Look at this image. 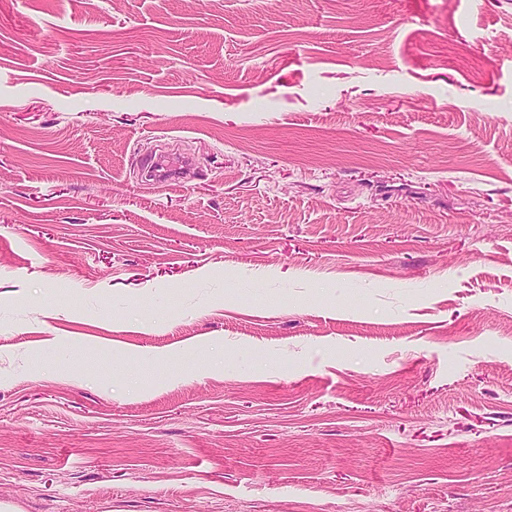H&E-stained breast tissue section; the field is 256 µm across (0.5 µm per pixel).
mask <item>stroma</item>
<instances>
[{
    "label": "stroma",
    "mask_w": 512,
    "mask_h": 512,
    "mask_svg": "<svg viewBox=\"0 0 512 512\" xmlns=\"http://www.w3.org/2000/svg\"><path fill=\"white\" fill-rule=\"evenodd\" d=\"M0 512H512V0H0Z\"/></svg>",
    "instance_id": "obj_1"
}]
</instances>
